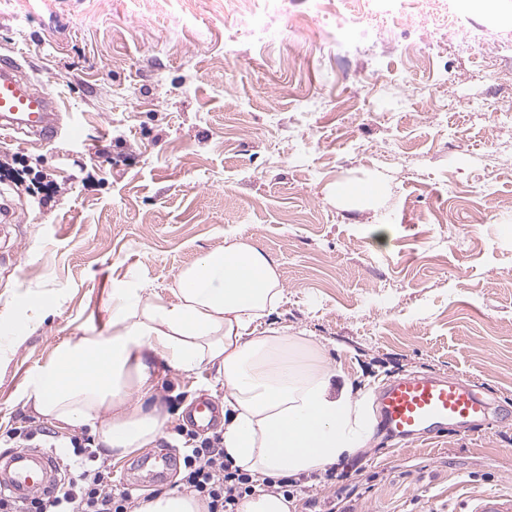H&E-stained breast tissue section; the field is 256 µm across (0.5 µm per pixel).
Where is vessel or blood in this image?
<instances>
[{
  "mask_svg": "<svg viewBox=\"0 0 512 512\" xmlns=\"http://www.w3.org/2000/svg\"><path fill=\"white\" fill-rule=\"evenodd\" d=\"M58 98L35 82L14 54L0 53V139L21 133L43 143L59 132ZM380 424L400 443L419 440L448 427L474 430L492 418L490 401L455 378L408 375L377 392ZM222 413L217 399L200 397L186 414L196 430L217 428ZM61 458L56 449L24 448L0 456V495L24 502L33 493L54 490ZM466 512H512V495L489 492L468 497Z\"/></svg>",
  "mask_w": 512,
  "mask_h": 512,
  "instance_id": "vessel-or-blood-1",
  "label": "vessel or blood"
}]
</instances>
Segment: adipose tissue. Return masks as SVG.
<instances>
[{"label":"adipose tissue","instance_id":"obj_1","mask_svg":"<svg viewBox=\"0 0 512 512\" xmlns=\"http://www.w3.org/2000/svg\"><path fill=\"white\" fill-rule=\"evenodd\" d=\"M171 295L162 301L139 288L113 289L111 333L59 345L20 401L42 417L90 428L121 457L163 433L162 410L149 401L159 365L214 371L224 386V457L262 483L238 512H290L266 480L307 477L367 448L376 432L372 402L329 364L326 346L284 328H258L283 297L265 253L242 238L207 251ZM136 512H207V503L175 488L141 501Z\"/></svg>","mask_w":512,"mask_h":512}]
</instances>
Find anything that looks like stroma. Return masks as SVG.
Masks as SVG:
<instances>
[{
  "instance_id": "stroma-1",
  "label": "stroma",
  "mask_w": 512,
  "mask_h": 512,
  "mask_svg": "<svg viewBox=\"0 0 512 512\" xmlns=\"http://www.w3.org/2000/svg\"><path fill=\"white\" fill-rule=\"evenodd\" d=\"M307 7L284 0L255 43L233 38L246 0H0V49L62 107L53 142H0V318L22 316L31 292L52 299L0 359V435L26 427L43 448L88 436L23 407L29 376L70 338L108 331L112 289L170 299L205 251L244 237L277 265L276 325L326 344L352 383L454 377L503 415L402 448L377 431L335 482L298 486L293 512H462L470 495L512 493V163L483 162L512 139L496 116L512 104V0H410L400 20L328 0L296 29ZM351 14L421 54L340 58L323 34ZM375 72L409 78L389 90L399 111L378 104ZM344 184L375 193L348 198ZM154 392L162 436L105 458L140 497L177 487L178 470L152 479L141 463L181 456L187 407L223 389L168 366Z\"/></svg>"
}]
</instances>
